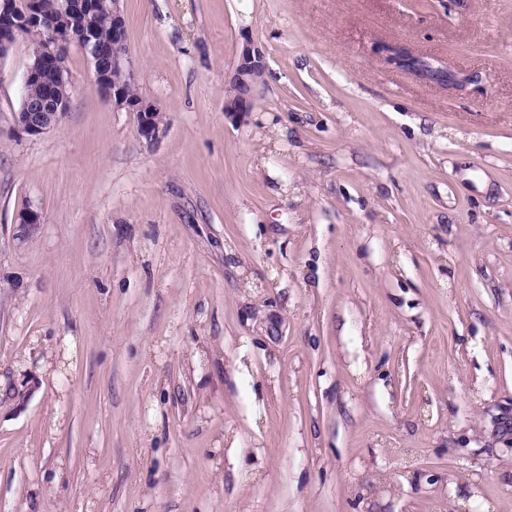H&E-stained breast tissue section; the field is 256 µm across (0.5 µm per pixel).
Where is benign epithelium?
<instances>
[{
	"instance_id": "obj_1",
	"label": "benign epithelium",
	"mask_w": 512,
	"mask_h": 512,
	"mask_svg": "<svg viewBox=\"0 0 512 512\" xmlns=\"http://www.w3.org/2000/svg\"><path fill=\"white\" fill-rule=\"evenodd\" d=\"M119 0H112V41L101 43L94 31L86 27V20L103 7L102 0H63L61 9L77 18H83L75 27H53L37 45L26 67L23 87H28L40 78L44 69L51 67L58 73L61 82L68 81L65 69L66 52L72 43H77L94 63L93 74L106 100L112 105L138 115V130L148 141L157 139L161 126L157 122L158 106L152 100L141 96L133 99L127 86L133 81L123 50L126 43L125 20L118 8ZM27 26L41 31L45 22L39 0H27L21 5L17 0H0V59L5 58L16 38L18 26ZM265 67L264 53L258 46L248 42L243 47L241 60L232 80L246 79V74ZM66 114V100L53 92L35 105H27V111L17 112L14 126L20 134L40 136L56 127Z\"/></svg>"
}]
</instances>
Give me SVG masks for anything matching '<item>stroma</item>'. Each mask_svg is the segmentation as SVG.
Returning a JSON list of instances; mask_svg holds the SVG:
<instances>
[{"mask_svg":"<svg viewBox=\"0 0 512 512\" xmlns=\"http://www.w3.org/2000/svg\"><path fill=\"white\" fill-rule=\"evenodd\" d=\"M119 6L155 141L0 59V512H512V0ZM265 68L264 53L258 46L251 42H246L241 53V60L235 74L232 77L233 82L245 81L246 73ZM26 112H17L14 116V126L19 134L30 137L40 136L56 127L66 114V100L58 98L53 92H48L39 104L26 103Z\"/></svg>","mask_w":512,"mask_h":512,"instance_id":"1","label":"stroma"}]
</instances>
